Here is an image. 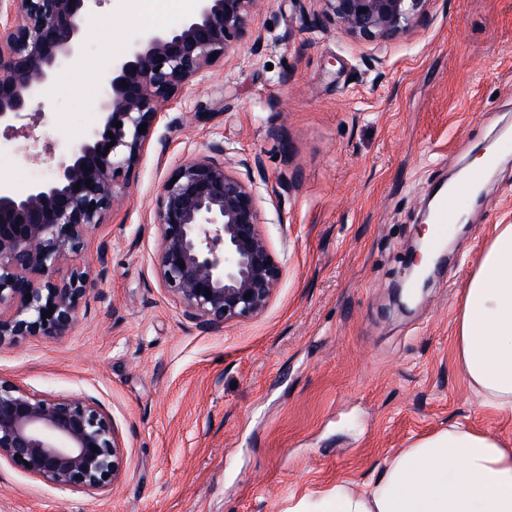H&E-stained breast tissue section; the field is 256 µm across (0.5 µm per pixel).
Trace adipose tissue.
<instances>
[{
    "label": "adipose tissue",
    "instance_id": "ef3b65f1",
    "mask_svg": "<svg viewBox=\"0 0 512 512\" xmlns=\"http://www.w3.org/2000/svg\"><path fill=\"white\" fill-rule=\"evenodd\" d=\"M455 355L481 407L512 415V224H498L466 282ZM288 512H512V447L457 425L409 442L375 481L295 490Z\"/></svg>",
    "mask_w": 512,
    "mask_h": 512
}]
</instances>
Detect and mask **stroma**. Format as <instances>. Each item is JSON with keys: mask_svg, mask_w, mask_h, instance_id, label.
Masks as SVG:
<instances>
[{"mask_svg": "<svg viewBox=\"0 0 512 512\" xmlns=\"http://www.w3.org/2000/svg\"><path fill=\"white\" fill-rule=\"evenodd\" d=\"M316 0H268L251 31L164 107L122 199L76 260L96 286L59 339L0 348V378L81 395L121 446L106 492L0 464V512H286L288 493L368 483L412 439L461 422L512 446L454 356L462 288L494 225L512 224V0H429L386 43L311 27ZM180 0H108L88 21L30 137L0 136L22 194L100 119L95 75ZM225 150L250 181L282 276L258 316L212 330L162 286L154 211L179 163ZM500 163L412 313L394 288L429 198L487 148ZM250 167H243V159Z\"/></svg>", "mask_w": 512, "mask_h": 512, "instance_id": "obj_1", "label": "stroma"}]
</instances>
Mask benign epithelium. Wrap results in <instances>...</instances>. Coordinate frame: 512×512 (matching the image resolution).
I'll list each match as a JSON object with an SVG mask.
<instances>
[{"mask_svg":"<svg viewBox=\"0 0 512 512\" xmlns=\"http://www.w3.org/2000/svg\"><path fill=\"white\" fill-rule=\"evenodd\" d=\"M104 2L0 0L3 134L26 138L45 117L41 100L81 58L88 19ZM193 2L179 23L112 55L99 74V124L70 155H48L50 179L23 195L0 187V347L71 329L90 282L78 267L59 281L58 270L78 255L118 190L129 187L162 107L242 40L264 0ZM316 2L314 24L324 20L355 39L383 42L419 22L428 0ZM210 152L177 165L161 186L155 263L186 316L219 329L262 313L282 270L261 230L252 184L229 171L222 147ZM439 264L413 260L409 275L425 291ZM119 456L112 419L97 403L34 394L0 378V462L56 488L105 491L118 477Z\"/></svg>","mask_w":512,"mask_h":512,"instance_id":"7a95c632","label":"benign epithelium"}]
</instances>
